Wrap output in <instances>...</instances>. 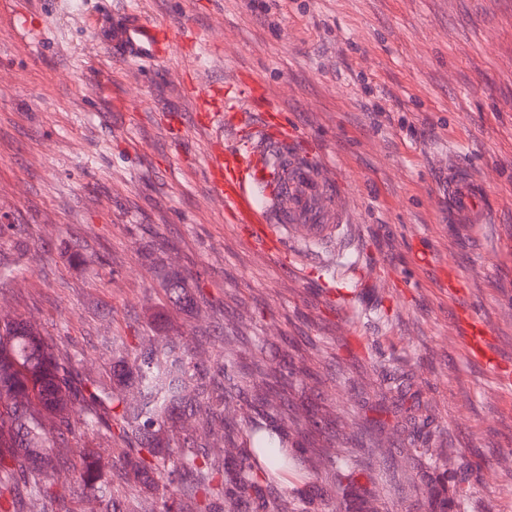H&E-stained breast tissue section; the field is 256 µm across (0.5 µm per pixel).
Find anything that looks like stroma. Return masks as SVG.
Listing matches in <instances>:
<instances>
[{
	"instance_id": "1",
	"label": "stroma",
	"mask_w": 512,
	"mask_h": 512,
	"mask_svg": "<svg viewBox=\"0 0 512 512\" xmlns=\"http://www.w3.org/2000/svg\"><path fill=\"white\" fill-rule=\"evenodd\" d=\"M102 10L187 22L223 50L139 69L73 21ZM193 69L264 85L351 213L350 249L287 262L226 221L182 81ZM1 73L0 315L104 383L113 339L179 335L211 365L246 329L267 367L308 368L292 394L322 427L354 432L376 512H429L436 472L410 453L420 409L465 476L461 512H512V390L496 382L512 374V0H0ZM457 170L483 189L485 239L448 214ZM159 263L199 275L209 304L172 309ZM462 311L487 326L492 363L470 356ZM396 373L412 388L399 402ZM330 482L297 450L278 495L334 512Z\"/></svg>"
}]
</instances>
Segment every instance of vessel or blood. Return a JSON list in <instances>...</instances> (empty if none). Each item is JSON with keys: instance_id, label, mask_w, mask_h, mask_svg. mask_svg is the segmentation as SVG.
<instances>
[{"instance_id": "vessel-or-blood-1", "label": "vessel or blood", "mask_w": 512, "mask_h": 512, "mask_svg": "<svg viewBox=\"0 0 512 512\" xmlns=\"http://www.w3.org/2000/svg\"><path fill=\"white\" fill-rule=\"evenodd\" d=\"M94 23L99 42L144 65L163 62L196 40L191 26L176 31L137 12L118 20L101 13ZM193 91L195 128L207 137L205 170L225 216L246 225L261 245L277 241L284 231L297 240L343 246L351 219L345 210L325 206L334 187L318 165L302 162L287 126L268 115L258 128L242 122V107L259 103L261 84L241 75L227 84L198 80ZM228 124L236 128L229 144L222 138ZM448 210L465 224L487 221L477 184L456 172L448 175Z\"/></svg>"}]
</instances>
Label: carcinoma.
<instances>
[{
  "mask_svg": "<svg viewBox=\"0 0 512 512\" xmlns=\"http://www.w3.org/2000/svg\"><path fill=\"white\" fill-rule=\"evenodd\" d=\"M206 299L199 278H165L164 292L175 310L193 303L191 289ZM264 343L253 344L251 374L254 402L240 414H230L231 393L242 388L236 376L237 352L211 366L193 361L189 343L171 336L155 337L134 349L112 342L118 361L112 385L83 378L50 336L23 320H0V512H72V500L93 499L99 512H128L114 498L111 484L101 479V459L91 450L79 461L55 452L81 429L103 428L124 443L111 467L137 475L143 483L159 485L154 512H224L246 502L252 512H288L273 494V486L288 476V442L304 437L317 425L314 416L301 417L289 403L288 386L300 384L307 369L294 362L287 373L265 368L260 359ZM134 386L138 398L124 388ZM196 421L193 433L170 443L167 438L179 414ZM305 426H300V420ZM50 420L47 432L42 422ZM430 415L413 423L421 447L414 452L449 460L442 446H431ZM216 430L232 440L239 436L234 473L224 460L206 451ZM334 478L325 491L345 502L370 495L375 485L367 466L348 448L325 459ZM74 472L73 484L50 481L60 469ZM460 489L442 497L427 492L434 512H460Z\"/></svg>",
  "mask_w": 512,
  "mask_h": 512,
  "instance_id": "1",
  "label": "carcinoma"
}]
</instances>
